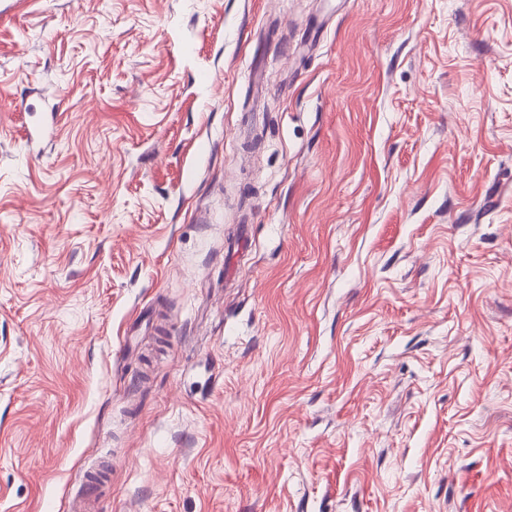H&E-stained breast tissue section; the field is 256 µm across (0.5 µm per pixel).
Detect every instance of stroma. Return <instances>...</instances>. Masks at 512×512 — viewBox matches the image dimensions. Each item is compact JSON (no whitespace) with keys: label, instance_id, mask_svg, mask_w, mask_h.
<instances>
[{"label":"stroma","instance_id":"obj_1","mask_svg":"<svg viewBox=\"0 0 512 512\" xmlns=\"http://www.w3.org/2000/svg\"><path fill=\"white\" fill-rule=\"evenodd\" d=\"M104 463L102 512H512V0L0 13V512Z\"/></svg>","mask_w":512,"mask_h":512}]
</instances>
